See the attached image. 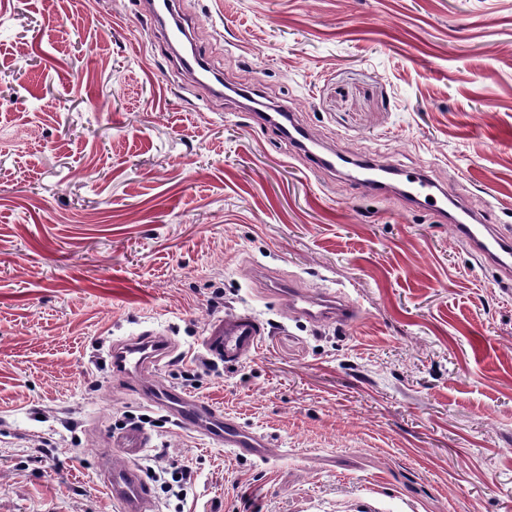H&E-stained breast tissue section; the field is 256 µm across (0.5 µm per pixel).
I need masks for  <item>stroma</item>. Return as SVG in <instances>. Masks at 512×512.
I'll use <instances>...</instances> for the list:
<instances>
[{
    "label": "stroma",
    "mask_w": 512,
    "mask_h": 512,
    "mask_svg": "<svg viewBox=\"0 0 512 512\" xmlns=\"http://www.w3.org/2000/svg\"><path fill=\"white\" fill-rule=\"evenodd\" d=\"M179 2L225 82L512 228V0ZM263 271L361 316L295 317ZM242 312L259 351L183 380ZM144 331L178 346L156 378L265 433L270 461L113 374ZM130 415L139 468L194 472L182 501L153 484L158 512H512V291L450 225L211 97L141 0H0V512H118L98 461Z\"/></svg>",
    "instance_id": "35a3bbf8"
}]
</instances>
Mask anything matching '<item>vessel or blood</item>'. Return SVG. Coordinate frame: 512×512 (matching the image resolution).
Wrapping results in <instances>:
<instances>
[{
	"instance_id": "b4317fda",
	"label": "vessel or blood",
	"mask_w": 512,
	"mask_h": 512,
	"mask_svg": "<svg viewBox=\"0 0 512 512\" xmlns=\"http://www.w3.org/2000/svg\"><path fill=\"white\" fill-rule=\"evenodd\" d=\"M256 119L260 124L279 129L289 141L296 143L304 137V130L293 112L260 113ZM406 181L408 188L404 195L409 204L429 208L437 221H445L447 196L437 195L433 183L424 174H408ZM451 228L456 239L468 243L484 263L494 266L503 275L512 274V235L487 224L455 222ZM270 292L285 299L290 310L312 323L333 320L351 324L359 316L358 305L341 290L326 289L310 293L299 288L295 282L280 280L272 284ZM263 335L261 324L251 314L242 313L212 323L203 345L216 360L235 364L256 352ZM175 349L171 338L153 333L114 343L110 350L113 373L121 378L138 380L152 372ZM139 394L143 401L165 412L178 426L207 438L239 457L264 461L270 456V442L265 435L210 403L186 395L175 386L156 380L141 384ZM150 441L147 432L131 425L113 433L111 440L113 449L124 457V464L112 466L109 453L101 455V469L107 474L105 488L120 512H155L151 488L136 464Z\"/></svg>"
}]
</instances>
